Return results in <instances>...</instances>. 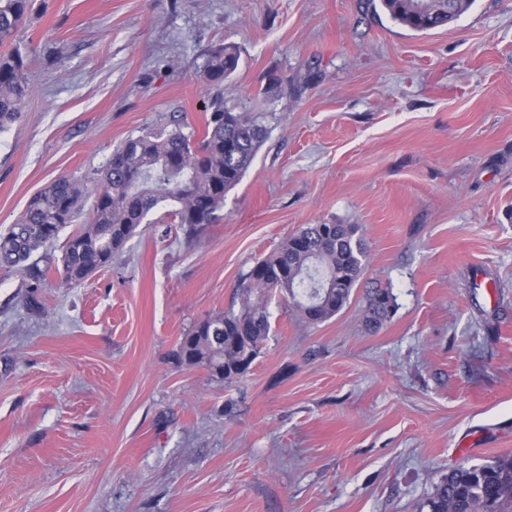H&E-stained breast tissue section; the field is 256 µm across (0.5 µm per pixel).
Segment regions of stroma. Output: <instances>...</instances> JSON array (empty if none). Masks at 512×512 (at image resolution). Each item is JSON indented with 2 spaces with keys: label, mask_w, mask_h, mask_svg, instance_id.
Segmentation results:
<instances>
[{
  "label": "stroma",
  "mask_w": 512,
  "mask_h": 512,
  "mask_svg": "<svg viewBox=\"0 0 512 512\" xmlns=\"http://www.w3.org/2000/svg\"><path fill=\"white\" fill-rule=\"evenodd\" d=\"M221 42L225 103L271 128L221 220L140 225L76 285L55 241L38 314L0 268V512H417L448 470L512 456V0L427 33L366 0H35L0 234L129 137L202 129ZM305 224L360 225L350 305L314 325L273 299L241 381L179 364ZM376 285L398 309L370 333Z\"/></svg>",
  "instance_id": "35a3bbf8"
}]
</instances>
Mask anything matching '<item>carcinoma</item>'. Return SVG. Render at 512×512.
Returning <instances> with one entry per match:
<instances>
[{
	"instance_id": "cac0c4a2",
	"label": "carcinoma",
	"mask_w": 512,
	"mask_h": 512,
	"mask_svg": "<svg viewBox=\"0 0 512 512\" xmlns=\"http://www.w3.org/2000/svg\"><path fill=\"white\" fill-rule=\"evenodd\" d=\"M31 0H0V131L21 116L32 93L27 59L12 40ZM472 0H380L398 23L424 33L454 23ZM231 44L209 50L204 64L208 97L205 124L198 132L184 119L170 130H148L112 152L95 185L59 177L34 194L9 231L0 235V268L26 278L29 307L42 308L40 288L48 269L30 263L60 231L75 222L85 203L84 224L64 246L65 282L85 279L106 266L155 209L157 222L178 224L194 234L199 224L219 221L224 194L238 185L269 136L262 112H237L224 103V80L235 72ZM369 247L357 224H305L274 252L240 277L224 312L207 318L181 338L177 360L206 367L228 383L249 373L271 331L273 293L302 319L326 321L350 303L368 267ZM397 309L392 289L367 290L363 322L374 333ZM512 502V459L493 457L481 465L448 471L420 503L418 512H503Z\"/></svg>"
}]
</instances>
